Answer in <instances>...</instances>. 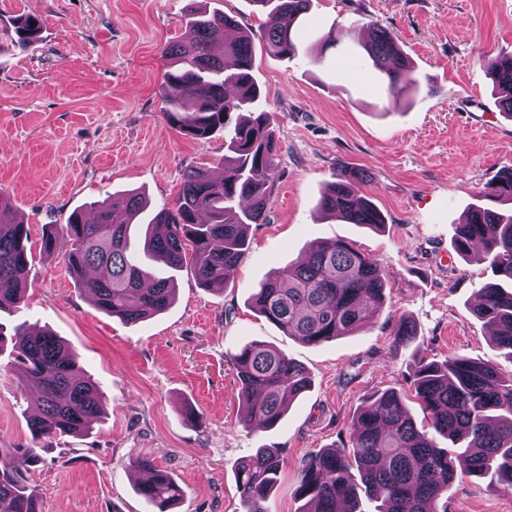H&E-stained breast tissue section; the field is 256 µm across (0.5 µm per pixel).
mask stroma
I'll return each instance as SVG.
<instances>
[{
    "mask_svg": "<svg viewBox=\"0 0 512 512\" xmlns=\"http://www.w3.org/2000/svg\"><path fill=\"white\" fill-rule=\"evenodd\" d=\"M233 16L253 39L255 76L279 143L267 220L251 225L249 251L224 287L175 274L164 313L127 324L98 309L60 259L35 254L27 300L0 316L6 329L45 327L66 342L97 383L104 415L80 437L52 441L25 461L36 389L0 371V454L38 494L41 512H148L136 485L145 458L170 472L185 497L173 512H244L238 464L257 448L283 451L277 512H298L297 469L311 453L348 443L352 417L374 392L399 390L418 426L415 357L453 354L512 374V359L471 312L493 273L479 255H457L455 228L487 184L512 166V118L497 105L486 63L512 55V0H313L296 57L262 48L264 17L252 0H199ZM190 0H0V28L21 14L44 20L33 46L0 52V193L32 242L75 210L141 192L150 211L173 204L187 170L222 171L224 135L195 140L163 116L161 52L186 35ZM376 20L437 88L404 101L389 93L363 49L362 18ZM333 49L318 54L323 35ZM340 166L363 169L362 192L381 228L321 213ZM344 240L374 257L386 305L373 326L319 346L283 335L251 305L270 273L298 263L315 240ZM416 326V350L395 349L399 318ZM261 341L311 376L281 422L255 431L241 420L228 360ZM193 407L197 422L184 418ZM448 512H512V495L476 479L453 483Z\"/></svg>",
    "mask_w": 512,
    "mask_h": 512,
    "instance_id": "obj_1",
    "label": "stroma"
}]
</instances>
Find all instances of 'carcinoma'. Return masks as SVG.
I'll list each match as a JSON object with an SVG mask.
<instances>
[{
	"mask_svg": "<svg viewBox=\"0 0 512 512\" xmlns=\"http://www.w3.org/2000/svg\"><path fill=\"white\" fill-rule=\"evenodd\" d=\"M312 0H253L265 15L267 52L290 59L299 52L298 22ZM237 21L226 13L195 10L187 20L188 36L162 51L164 115L172 128L196 140L224 131V176L206 168L189 169L178 197L162 206L146 224L142 252L172 271L183 267L185 242L193 245L191 269L199 284L217 289L225 271L238 265L249 249L248 230L262 224L276 178L279 144L262 91L254 75V47L244 33L218 42L214 33ZM44 21L15 20L6 37L13 46L35 43ZM364 50L389 87L411 99L422 86L415 65L395 37L364 18ZM489 71L499 110L512 118V56L495 57ZM363 170L340 167L322 195V210L350 224L380 227L385 216L357 184ZM483 197L512 204V167L500 170ZM96 220L75 212L59 231L43 235L40 249L63 255L75 281L94 294L104 313L127 323L166 311L174 299V279L157 277L132 250L133 223L144 210V197L126 193L93 204ZM477 247L496 276L477 290V320L491 326L494 340L512 351V210L471 207L457 225L454 249L468 256ZM31 257L30 231L16 220L0 194V312H15L26 300L25 276ZM386 281L375 259L340 241H314L306 259L276 272L252 295L255 309L287 336L320 345L373 324L386 304ZM418 340L414 324L399 320L393 342L401 349ZM12 345L5 368L22 384L35 385L42 398L29 417L32 440L77 437L100 418L97 387L85 376L75 355L51 332L21 324L5 335ZM241 384L244 423L255 431L275 427L288 404L311 385L307 370L284 351L250 342L230 355ZM415 398L442 447L417 426L399 391H377L353 416L350 444L321 449L299 468L295 495L300 512H362L361 500L376 512H447L438 507L459 477L488 481L499 492L512 491V375L504 377L489 363L465 356L437 362L419 360L413 373ZM281 451L258 448L237 470L245 512H271V497L281 468ZM136 468L152 473L138 493L157 512H169L184 491L169 472L150 462ZM0 512H40L27 480L0 456Z\"/></svg>",
	"mask_w": 512,
	"mask_h": 512,
	"instance_id": "1",
	"label": "carcinoma"
}]
</instances>
